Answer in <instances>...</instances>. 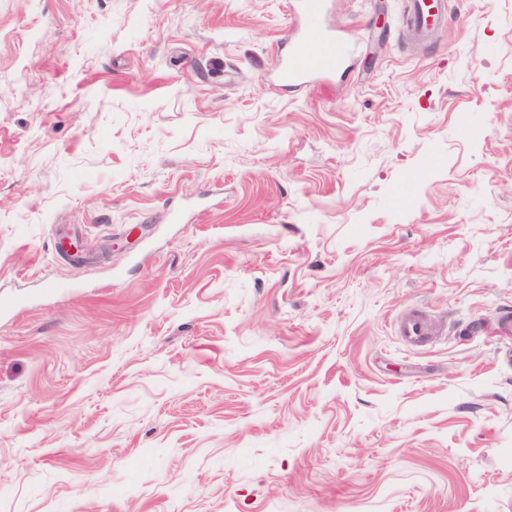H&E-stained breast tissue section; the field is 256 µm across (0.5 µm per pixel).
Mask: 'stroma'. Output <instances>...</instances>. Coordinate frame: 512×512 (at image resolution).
<instances>
[{
    "label": "stroma",
    "instance_id": "1",
    "mask_svg": "<svg viewBox=\"0 0 512 512\" xmlns=\"http://www.w3.org/2000/svg\"><path fill=\"white\" fill-rule=\"evenodd\" d=\"M326 2L0 0V512H512V0ZM440 1L407 0L404 23L415 40H427L443 23ZM280 68L278 79L289 86L306 84L314 78L335 73L341 68L351 50V41L334 31H322L317 22L303 25L292 39ZM400 332L411 344L419 345L431 336L429 325L424 318L410 315L400 325Z\"/></svg>",
    "mask_w": 512,
    "mask_h": 512
}]
</instances>
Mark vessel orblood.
I'll use <instances>...</instances> for the list:
<instances>
[{"mask_svg": "<svg viewBox=\"0 0 512 512\" xmlns=\"http://www.w3.org/2000/svg\"><path fill=\"white\" fill-rule=\"evenodd\" d=\"M296 8L306 24L295 36L278 74L279 81L288 86H299L335 73L345 64L351 50L349 39L314 25L322 0H297ZM442 22L440 0H407L404 23L415 40H427ZM400 332L415 345L422 344L431 334L426 320L417 315L406 317Z\"/></svg>", "mask_w": 512, "mask_h": 512, "instance_id": "vessel-or-blood-1", "label": "vessel or blood"}]
</instances>
